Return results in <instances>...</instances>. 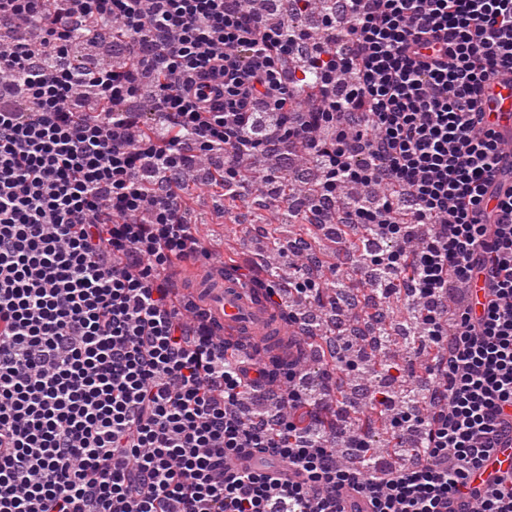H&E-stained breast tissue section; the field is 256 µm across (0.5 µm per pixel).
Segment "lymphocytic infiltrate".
Listing matches in <instances>:
<instances>
[{
  "instance_id": "f902f5d3",
  "label": "lymphocytic infiltrate",
  "mask_w": 512,
  "mask_h": 512,
  "mask_svg": "<svg viewBox=\"0 0 512 512\" xmlns=\"http://www.w3.org/2000/svg\"><path fill=\"white\" fill-rule=\"evenodd\" d=\"M0 0V512H512V471L475 475L512 439V191L480 107L512 71V0ZM127 60L76 61L90 22ZM153 110L136 111L143 76ZM321 179L306 224L335 214L372 290L417 305L430 408L385 387L409 463L365 438L353 461L294 419L312 384L249 381L166 271L208 258L182 170L214 155L217 191L258 150ZM403 248L382 249L383 241ZM482 298L449 308L457 287ZM287 472L235 467L240 456Z\"/></svg>"
}]
</instances>
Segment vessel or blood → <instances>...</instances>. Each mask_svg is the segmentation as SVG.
<instances>
[{
  "mask_svg": "<svg viewBox=\"0 0 512 512\" xmlns=\"http://www.w3.org/2000/svg\"><path fill=\"white\" fill-rule=\"evenodd\" d=\"M482 108L500 139L512 146L511 75H501L488 83ZM202 307L225 331H245L263 346L272 345L284 332L283 327L274 324L266 305L253 296L250 285L229 277L207 288Z\"/></svg>",
  "mask_w": 512,
  "mask_h": 512,
  "instance_id": "1",
  "label": "vessel or blood"
}]
</instances>
